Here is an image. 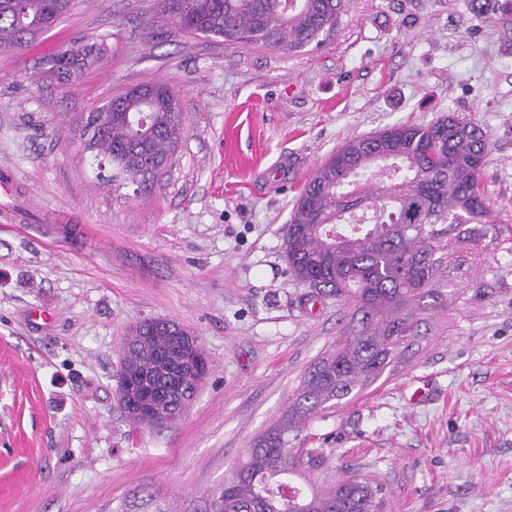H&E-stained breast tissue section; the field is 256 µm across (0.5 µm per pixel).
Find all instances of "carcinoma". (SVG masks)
<instances>
[{"label":"carcinoma","mask_w":512,"mask_h":512,"mask_svg":"<svg viewBox=\"0 0 512 512\" xmlns=\"http://www.w3.org/2000/svg\"><path fill=\"white\" fill-rule=\"evenodd\" d=\"M346 0H161L162 15L190 34L229 46L292 55L320 47L336 32ZM73 0H0V56L50 31ZM47 72L66 76L65 54ZM183 131L179 95L166 83L131 87L84 117L83 135L105 182L142 176L152 185ZM491 151L484 128L453 113L427 125L394 124L345 141L305 182L286 225L293 277L314 300L344 313L336 337L304 377L292 403L258 436L244 462L209 496V512H385L386 487L349 474L326 489L285 480L302 475L294 445L306 422L355 397L393 370L431 331L439 310H457L485 294L479 279L456 278L452 263L467 245L512 255V222L500 219L482 174ZM390 158L380 172L379 153ZM182 327L147 320L120 350V370L140 368L171 346ZM193 394L184 379L171 404Z\"/></svg>","instance_id":"cac0c4a2"}]
</instances>
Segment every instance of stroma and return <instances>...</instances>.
Returning <instances> with one entry per match:
<instances>
[{"instance_id":"obj_1","label":"stroma","mask_w":512,"mask_h":512,"mask_svg":"<svg viewBox=\"0 0 512 512\" xmlns=\"http://www.w3.org/2000/svg\"><path fill=\"white\" fill-rule=\"evenodd\" d=\"M348 0L335 35L287 56L179 30L160 0H75L0 57V512H207L336 335L333 300L293 279L284 228L345 140L453 112L491 138L483 173L512 220V0ZM99 43L64 84L42 60ZM163 81L183 136L152 189L98 180L84 115ZM492 293L439 313L389 379L309 420L316 486L376 478L391 512H512V257L473 260ZM165 319L198 336L207 378L178 425H132L120 346ZM433 396L412 404L408 388Z\"/></svg>"}]
</instances>
